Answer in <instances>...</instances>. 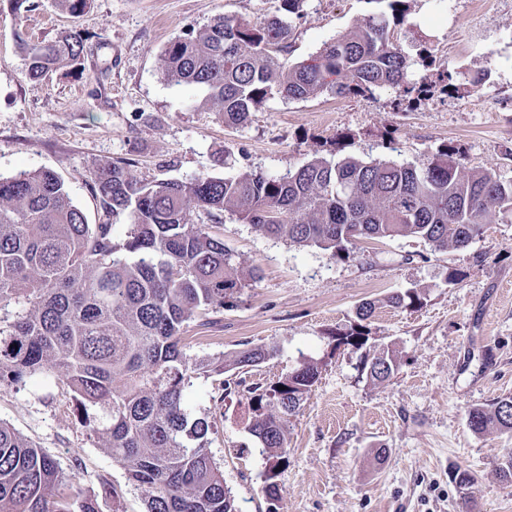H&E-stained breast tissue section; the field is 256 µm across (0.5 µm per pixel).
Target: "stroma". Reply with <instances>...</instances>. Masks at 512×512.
<instances>
[{
    "label": "stroma",
    "mask_w": 512,
    "mask_h": 512,
    "mask_svg": "<svg viewBox=\"0 0 512 512\" xmlns=\"http://www.w3.org/2000/svg\"><path fill=\"white\" fill-rule=\"evenodd\" d=\"M33 3L0 0V175L56 172L90 223L99 221L90 171L105 161L129 162L138 179L186 181L224 176L222 156L282 176L335 146L344 157L421 168L451 144L467 168L512 182V0H409L406 29L426 38L448 70L490 71L483 86L399 109L390 88L365 100L276 97L239 127L201 107L204 90L164 82L160 54L216 16L256 22L279 0H91L78 15L57 0ZM380 9L377 0H305L289 61L309 58ZM72 31L85 39L81 69L29 79L21 42ZM209 231L258 277L216 323H191L188 357L221 358L245 343L277 348L259 367L199 376L185 392L191 415L211 425L209 449L239 512H266L270 466L246 428L241 386L277 381L305 359L318 362L320 375L288 424L276 512H512V483L498 472L512 432L476 434L467 424L472 406L512 395V219L492 214L462 250L437 252L413 237L359 240L345 260L265 236L228 211ZM452 273L458 282H449ZM413 287L425 292L420 308L386 306V296ZM366 300L377 303L369 347L398 355L397 371L381 383L362 374L360 351L336 349L328 337ZM0 421L75 474L99 512H144L56 370L0 388ZM452 465L475 476L469 495L449 483ZM106 483L114 495L103 492Z\"/></svg>",
    "instance_id": "35a3bbf8"
}]
</instances>
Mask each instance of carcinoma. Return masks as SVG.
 <instances>
[{
	"label": "carcinoma",
	"mask_w": 512,
	"mask_h": 512,
	"mask_svg": "<svg viewBox=\"0 0 512 512\" xmlns=\"http://www.w3.org/2000/svg\"><path fill=\"white\" fill-rule=\"evenodd\" d=\"M375 2L386 10L293 64L284 59L291 49L286 18L219 16L163 49L161 76L206 89L203 105L228 127L247 122L274 96L364 98L389 87L401 100L417 102L433 85L406 80L407 55L395 27L405 22L408 0ZM24 49L28 76L42 78L80 64L85 45L70 33ZM489 76L445 69L438 84L452 94ZM91 190L104 217L98 224L89 223L51 170L0 176V305L19 306L12 317L0 316V387L58 370L83 422L141 491L145 512H236L206 448L210 424L190 417L185 391L201 374L258 367L276 354L269 345H247L224 361L187 359L189 324L221 312L257 277L254 269L241 273L204 218L216 221L229 209L268 236L346 259L362 238L414 237L435 251L463 249L482 234L491 213L512 216V184L468 169L450 146L421 169L317 157L279 177L241 170L189 181L140 180L125 162H102L91 174ZM423 301L421 290L408 288L385 304L415 309ZM375 308L361 303L349 328L330 333L335 347L362 349ZM396 370L388 347L363 356L362 371L373 382ZM318 376V366L304 361L271 384L246 387L253 410L248 432L271 460L263 486L270 503L279 497L274 477L288 420ZM467 423L476 434L512 431V395L471 407ZM448 477L461 490L475 483L459 466ZM63 482L47 453L0 422V512H98L96 500L64 491Z\"/></svg>",
	"instance_id": "obj_1"
}]
</instances>
